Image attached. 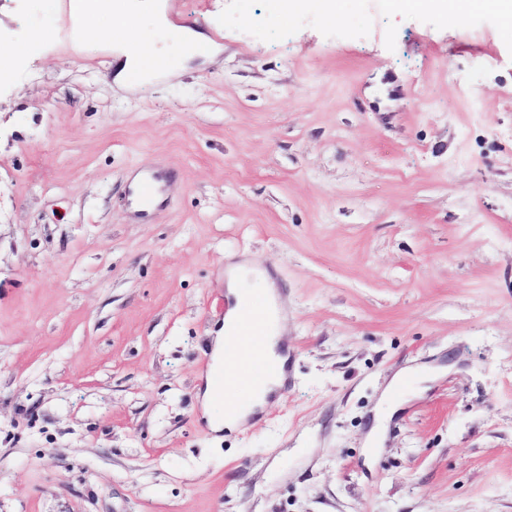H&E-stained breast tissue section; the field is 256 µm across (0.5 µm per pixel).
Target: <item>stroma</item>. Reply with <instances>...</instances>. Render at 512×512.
Segmentation results:
<instances>
[{"label":"stroma","instance_id":"obj_1","mask_svg":"<svg viewBox=\"0 0 512 512\" xmlns=\"http://www.w3.org/2000/svg\"><path fill=\"white\" fill-rule=\"evenodd\" d=\"M165 2L223 50L121 90L105 24L77 52L62 0H0V50L38 45L0 78V512H512V29ZM237 256L284 299L288 385L215 433ZM165 175L162 172H145L139 180L127 185L126 193L134 214L150 217L164 202ZM253 265V262L247 258L239 263H229L227 266L226 275L224 276V288L226 290L224 296L228 308L223 325L217 329L216 336H213L211 357L215 360H219L224 352L226 333H229V331H226V326L234 324L238 327L244 322L243 315L246 311V305L244 304L243 293L239 289V279L241 274L250 271Z\"/></svg>","mask_w":512,"mask_h":512}]
</instances>
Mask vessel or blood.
Returning <instances> with one entry per match:
<instances>
[{
  "instance_id": "obj_1",
  "label": "vessel or blood",
  "mask_w": 512,
  "mask_h": 512,
  "mask_svg": "<svg viewBox=\"0 0 512 512\" xmlns=\"http://www.w3.org/2000/svg\"><path fill=\"white\" fill-rule=\"evenodd\" d=\"M164 186L165 175L158 171L143 173L139 180L129 183L126 193L133 213L146 218L159 210L164 202ZM247 295L252 328L251 359L240 361L237 341L232 338L225 344L224 360L207 363V377L214 402L230 412L247 404L253 390L266 380L286 371L284 365L265 358L263 354L265 334L271 322V309L263 290L251 288Z\"/></svg>"
}]
</instances>
